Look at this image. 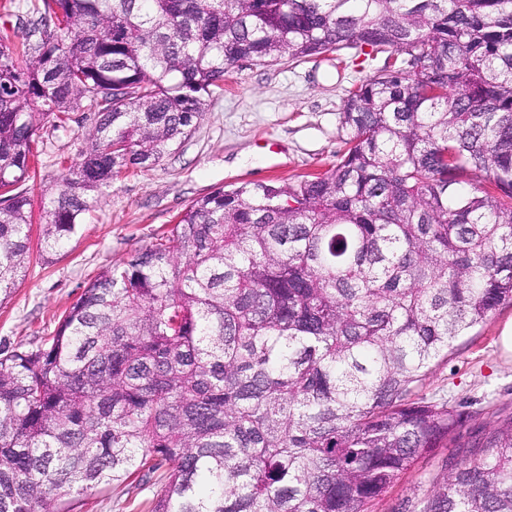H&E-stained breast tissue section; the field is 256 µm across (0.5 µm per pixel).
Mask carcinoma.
Wrapping results in <instances>:
<instances>
[{"label": "carcinoma", "instance_id": "obj_1", "mask_svg": "<svg viewBox=\"0 0 512 512\" xmlns=\"http://www.w3.org/2000/svg\"><path fill=\"white\" fill-rule=\"evenodd\" d=\"M0 38V299L31 258L41 121L84 111L40 253L171 155L241 59L344 48L345 152L218 189L112 265L31 349L0 347V512L154 477L149 512H369L467 419L417 397L512 301V0H26ZM421 512H512V418Z\"/></svg>", "mask_w": 512, "mask_h": 512}]
</instances>
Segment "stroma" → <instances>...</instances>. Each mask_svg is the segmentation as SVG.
I'll list each match as a JSON object with an SVG mask.
<instances>
[{"instance_id":"obj_1","label":"stroma","mask_w":512,"mask_h":512,"mask_svg":"<svg viewBox=\"0 0 512 512\" xmlns=\"http://www.w3.org/2000/svg\"><path fill=\"white\" fill-rule=\"evenodd\" d=\"M386 59L344 49L304 62L236 66L174 154L115 177L62 248L46 258L33 256L11 295L0 301V345L28 348L52 335L88 283L170 229L193 200L219 188L273 179L292 183L331 169L344 148L340 113L347 92ZM90 124L75 112L65 129L44 126L36 146L39 173L26 183L33 202L61 176L62 161L76 159ZM511 322L512 301L454 341L447 359L434 367L421 396L447 402L468 420L448 447L420 459L371 512H419L446 466L479 457L477 436L488 432L494 417L512 416V355L499 344ZM152 493L145 485L108 486L72 492L69 502L72 512H146Z\"/></svg>"}]
</instances>
